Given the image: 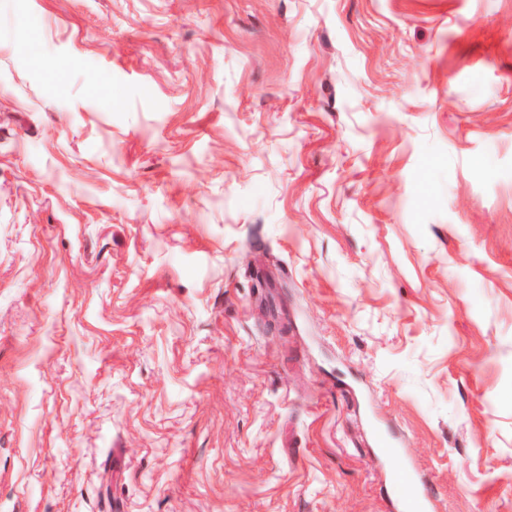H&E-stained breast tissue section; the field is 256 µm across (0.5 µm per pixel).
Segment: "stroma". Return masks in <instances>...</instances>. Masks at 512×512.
Instances as JSON below:
<instances>
[{"label":"stroma","instance_id":"obj_1","mask_svg":"<svg viewBox=\"0 0 512 512\" xmlns=\"http://www.w3.org/2000/svg\"><path fill=\"white\" fill-rule=\"evenodd\" d=\"M512 512V0H0V512ZM392 484L406 485L411 492L407 496H398L394 505L398 512H432L433 501L428 484L423 480L417 469L408 461H404L396 470H390Z\"/></svg>","mask_w":512,"mask_h":512}]
</instances>
